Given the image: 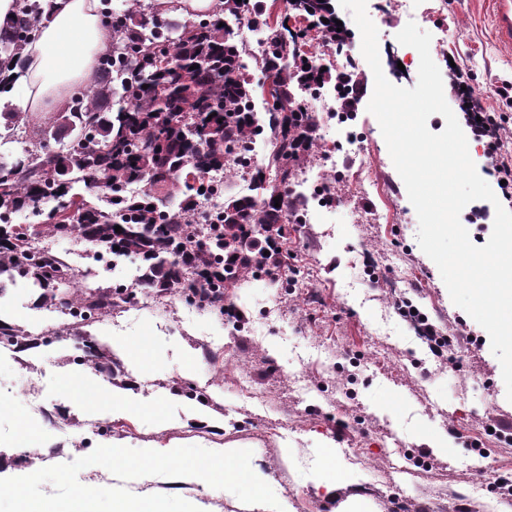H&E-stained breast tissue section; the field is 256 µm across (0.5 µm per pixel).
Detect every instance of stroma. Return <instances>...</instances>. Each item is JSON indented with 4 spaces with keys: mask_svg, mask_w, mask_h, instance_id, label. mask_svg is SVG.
Here are the masks:
<instances>
[{
    "mask_svg": "<svg viewBox=\"0 0 512 512\" xmlns=\"http://www.w3.org/2000/svg\"><path fill=\"white\" fill-rule=\"evenodd\" d=\"M408 14L392 8L381 18L380 55L394 53L405 69L396 86L414 87L420 57L396 35L415 22L432 36L430 54L440 71L449 60L472 76L481 104L506 113L503 152L512 154V45L492 35L487 0H410ZM357 137L327 129L324 149L334 151L336 199L289 225L288 275L245 276L226 299L235 316L175 294L137 287V258L129 269L100 274L108 284L133 286L131 299L90 329L100 343L149 340V363L133 390L143 401L166 398L168 425L152 410H112L114 390L98 376L102 399L91 412H74L62 383L85 372L72 342L40 345L28 354L0 350V476L14 477L19 454L9 441L14 421L31 416L47 445L33 469L67 463L113 440L134 449L167 452L181 446L216 451L251 450L288 512H337L342 498L360 495L370 512H484L500 478H512V442L488 435L490 420L512 418L499 360L487 331L449 295L436 264L420 249L418 217L390 157L377 119L359 105L351 122ZM409 293L423 313L456 336L455 362L439 361L409 321L392 313ZM19 285L0 297V316L33 331L59 321ZM197 357L193 377L183 353ZM194 394L205 397L213 427L186 414ZM112 428L97 435V425ZM447 440L448 458L427 470L420 449ZM484 449L472 450L473 441ZM335 451L347 485L319 484L323 450ZM104 486H125L145 496L164 494L195 503L199 512H262L234 497L214 495L194 478L148 476L127 481L107 475Z\"/></svg>",
    "mask_w": 512,
    "mask_h": 512,
    "instance_id": "1",
    "label": "stroma"
}]
</instances>
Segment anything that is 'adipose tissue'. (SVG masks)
I'll use <instances>...</instances> for the list:
<instances>
[{"label":"adipose tissue","instance_id":"obj_1","mask_svg":"<svg viewBox=\"0 0 512 512\" xmlns=\"http://www.w3.org/2000/svg\"><path fill=\"white\" fill-rule=\"evenodd\" d=\"M111 44L101 0H54L22 60L0 72V102L19 94L25 111H45L86 85Z\"/></svg>","mask_w":512,"mask_h":512}]
</instances>
